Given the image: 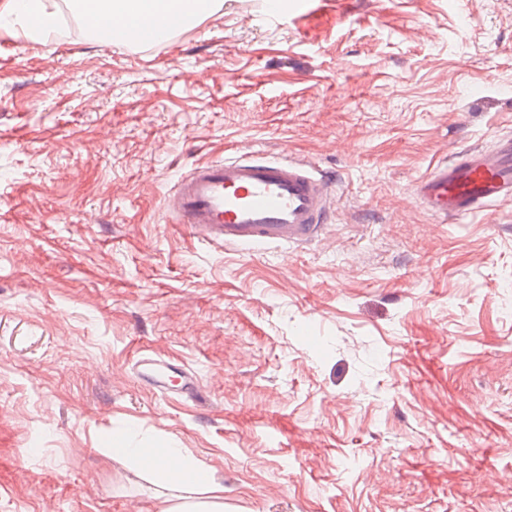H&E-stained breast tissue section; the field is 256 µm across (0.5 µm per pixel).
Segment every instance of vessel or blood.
<instances>
[{
  "label": "vessel or blood",
  "mask_w": 512,
  "mask_h": 512,
  "mask_svg": "<svg viewBox=\"0 0 512 512\" xmlns=\"http://www.w3.org/2000/svg\"><path fill=\"white\" fill-rule=\"evenodd\" d=\"M414 191L440 218L463 219L512 201V141L467 151L418 179ZM331 185L309 161L245 154L196 165L168 197L177 224L219 247L300 245L319 237L331 206ZM135 375L159 392L197 396L190 370L145 356Z\"/></svg>",
  "instance_id": "vessel-or-blood-1"
}]
</instances>
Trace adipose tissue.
<instances>
[{
	"label": "adipose tissue",
	"mask_w": 512,
	"mask_h": 512,
	"mask_svg": "<svg viewBox=\"0 0 512 512\" xmlns=\"http://www.w3.org/2000/svg\"><path fill=\"white\" fill-rule=\"evenodd\" d=\"M224 0H78L79 16L92 33L114 45L148 41L155 25L177 31L222 10ZM0 12L25 14L29 39L51 30L55 14L45 0H0ZM103 454L148 476L155 512H224V482L187 448L149 446L135 433L113 434Z\"/></svg>",
	"instance_id": "adipose-tissue-1"
}]
</instances>
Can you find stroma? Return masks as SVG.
<instances>
[{"label":"stroma","instance_id":"obj_1","mask_svg":"<svg viewBox=\"0 0 512 512\" xmlns=\"http://www.w3.org/2000/svg\"><path fill=\"white\" fill-rule=\"evenodd\" d=\"M49 4L42 42L0 20V512H153L99 453L131 426L227 512H512V202L444 224L412 191L512 137V0H224L129 49ZM251 151L333 179L321 237L171 224L194 164ZM135 375L141 385L155 388L164 395L170 392L192 397L200 395L198 381L193 372L150 356H144L137 361Z\"/></svg>","mask_w":512,"mask_h":512}]
</instances>
